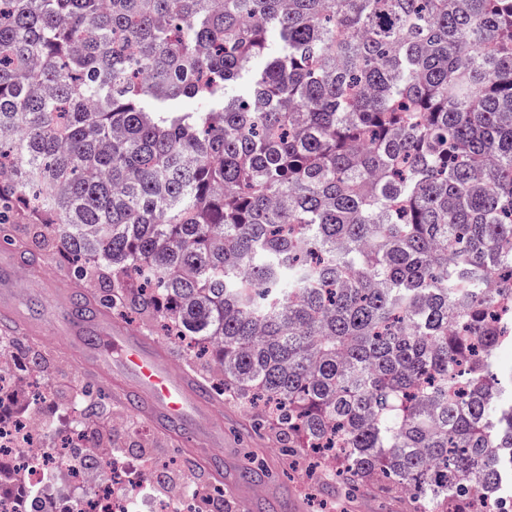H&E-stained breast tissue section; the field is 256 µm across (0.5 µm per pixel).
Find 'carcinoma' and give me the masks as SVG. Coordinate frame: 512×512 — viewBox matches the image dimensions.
Instances as JSON below:
<instances>
[{
    "mask_svg": "<svg viewBox=\"0 0 512 512\" xmlns=\"http://www.w3.org/2000/svg\"><path fill=\"white\" fill-rule=\"evenodd\" d=\"M17 217L328 503L512 512V0H0ZM347 512H406L405 503L376 493H361Z\"/></svg>",
    "mask_w": 512,
    "mask_h": 512,
    "instance_id": "1",
    "label": "carcinoma"
}]
</instances>
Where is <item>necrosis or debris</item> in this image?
Returning <instances> with one entry per match:
<instances>
[{
    "instance_id": "obj_1",
    "label": "necrosis or debris",
    "mask_w": 512,
    "mask_h": 512,
    "mask_svg": "<svg viewBox=\"0 0 512 512\" xmlns=\"http://www.w3.org/2000/svg\"><path fill=\"white\" fill-rule=\"evenodd\" d=\"M31 382L0 354V512H128V483L147 486L155 458L115 454L107 439L58 459L56 437L30 420Z\"/></svg>"
}]
</instances>
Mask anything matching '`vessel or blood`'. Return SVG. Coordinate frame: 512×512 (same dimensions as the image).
Listing matches in <instances>:
<instances>
[{
    "instance_id": "b4317fda",
    "label": "vessel or blood",
    "mask_w": 512,
    "mask_h": 512,
    "mask_svg": "<svg viewBox=\"0 0 512 512\" xmlns=\"http://www.w3.org/2000/svg\"><path fill=\"white\" fill-rule=\"evenodd\" d=\"M73 304L72 297H63L57 312L68 335L80 343L84 365L106 379L132 372L136 384L129 401L131 409L150 419L164 417L170 435L189 447L216 478H223L224 458L212 452L221 418L209 396L151 340L112 323L103 312L95 321H88L75 313Z\"/></svg>"
}]
</instances>
